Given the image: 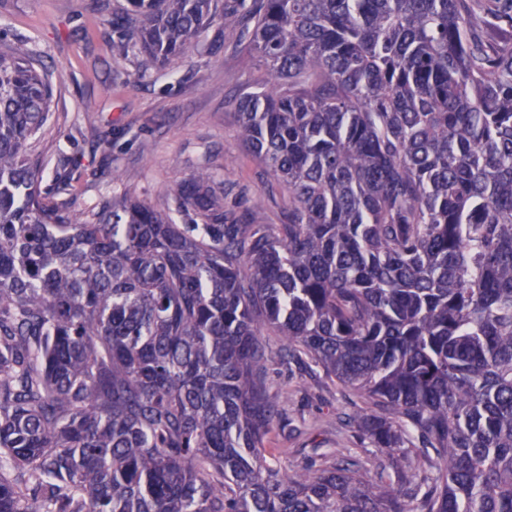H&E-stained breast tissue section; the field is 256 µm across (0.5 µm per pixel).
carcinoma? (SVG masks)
<instances>
[{
  "label": "carcinoma",
  "mask_w": 512,
  "mask_h": 512,
  "mask_svg": "<svg viewBox=\"0 0 512 512\" xmlns=\"http://www.w3.org/2000/svg\"><path fill=\"white\" fill-rule=\"evenodd\" d=\"M214 25L265 69L279 224L207 169L54 200L52 75L0 50V512H512V0H126L112 49ZM266 335L360 398L359 451L271 463Z\"/></svg>",
  "instance_id": "cac0c4a2"
}]
</instances>
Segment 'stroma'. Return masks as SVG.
Listing matches in <instances>:
<instances>
[{
  "label": "stroma",
  "instance_id": "35a3bbf8",
  "mask_svg": "<svg viewBox=\"0 0 512 512\" xmlns=\"http://www.w3.org/2000/svg\"><path fill=\"white\" fill-rule=\"evenodd\" d=\"M0 0V47L27 43L53 74V117L41 142L47 175L69 173L76 208L124 196L161 208L177 180L207 167L224 181L226 204L279 223L288 205L281 185L238 139L235 105L264 79L252 55L229 39L220 55L198 54L176 70L145 67L114 54L107 24L125 0ZM140 82L130 77L138 71ZM263 342L272 359L268 386L287 394L298 426L321 432L327 447L351 448L346 419L355 396L329 380L288 370L280 337Z\"/></svg>",
  "mask_w": 512,
  "mask_h": 512
}]
</instances>
